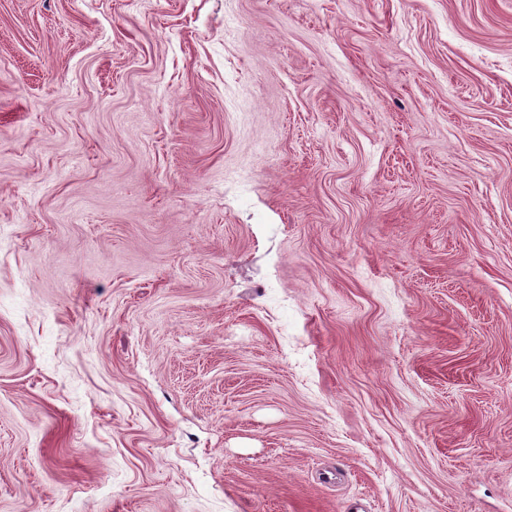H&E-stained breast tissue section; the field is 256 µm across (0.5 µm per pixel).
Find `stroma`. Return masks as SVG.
Masks as SVG:
<instances>
[{
    "label": "stroma",
    "mask_w": 512,
    "mask_h": 512,
    "mask_svg": "<svg viewBox=\"0 0 512 512\" xmlns=\"http://www.w3.org/2000/svg\"><path fill=\"white\" fill-rule=\"evenodd\" d=\"M512 512V0H0V512Z\"/></svg>",
    "instance_id": "obj_1"
}]
</instances>
